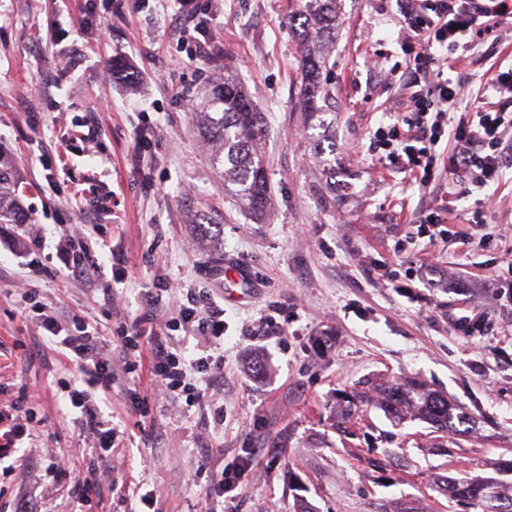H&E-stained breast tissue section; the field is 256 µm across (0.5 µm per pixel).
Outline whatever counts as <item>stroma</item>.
<instances>
[{"mask_svg": "<svg viewBox=\"0 0 512 512\" xmlns=\"http://www.w3.org/2000/svg\"><path fill=\"white\" fill-rule=\"evenodd\" d=\"M297 0H0V151L13 159L43 250L30 260L16 227L0 224V386L5 398L37 396L38 439L28 467L0 476V512L37 493L42 512H76V477L54 481L55 449L94 458L58 398L74 370L22 316L24 290L97 321L115 373L112 420L121 433L91 492L93 512H133L124 483H139L144 512H214L206 487L238 472L224 512H474L449 501L438 476L469 474L512 482V157L498 183L451 201L449 222L486 241L460 250L428 243L409 219L422 202L414 177L384 165L370 147L397 107L395 0H336L329 94L301 106L294 31ZM193 9L213 37L208 57L189 61L178 39ZM126 74L101 81L112 60ZM512 67V40L476 47L461 70L463 105L492 75ZM236 77L268 117L260 145L270 205L255 216L224 191L193 112L205 90ZM94 141L82 139L88 118ZM91 193L107 208L78 210ZM491 198L483 227L476 200ZM99 222V235L125 262H102L95 284L75 277L57 244L70 225ZM409 244L416 279L394 251ZM246 267L248 292L215 275ZM162 311L200 290L224 307V389L205 407L160 394L149 344L126 356L123 336L159 281ZM117 300L105 304L103 289ZM480 307L484 328L464 336L453 314ZM275 316L281 334L253 336ZM261 372H252V363ZM416 380L447 393L473 418L448 435L414 417L393 421L378 402L339 411L366 380ZM223 408L224 421L214 411ZM459 442L449 455L450 442ZM250 468L240 469L243 459Z\"/></svg>", "mask_w": 512, "mask_h": 512, "instance_id": "1", "label": "stroma"}]
</instances>
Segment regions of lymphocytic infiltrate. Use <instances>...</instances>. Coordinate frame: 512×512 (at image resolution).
<instances>
[{
  "label": "lymphocytic infiltrate",
  "instance_id": "obj_1",
  "mask_svg": "<svg viewBox=\"0 0 512 512\" xmlns=\"http://www.w3.org/2000/svg\"><path fill=\"white\" fill-rule=\"evenodd\" d=\"M398 37L407 57L405 65L392 66L398 75L401 101L389 122L372 134L374 151L389 166L413 175L420 188L433 194L413 215L421 236L466 247L473 238L448 227V199L461 196L456 183L445 181L443 170L461 173L472 188H485L499 178L503 153L512 151V113L499 103L512 100V68L491 76L487 89L492 98L477 102L471 114H460L456 106L465 95L461 78L450 70L464 63L471 50L487 41H501L505 20L512 17V0H399ZM453 138L451 154L442 143ZM37 289L26 292L34 303L26 316L48 334L57 353L74 365L80 384H67L66 399L80 413L79 423L100 460H109L117 429L105 419L100 405L112 395L115 375L112 354L103 350L96 323L73 313L60 316L37 301ZM166 327L213 341L224 338V309L187 293ZM153 376L166 394L184 400L186 406L202 405L204 385L224 369L222 358L202 351L186 358L179 347L157 344L152 351ZM33 395L22 394L0 405V470L11 473L24 466L19 448L32 439Z\"/></svg>",
  "mask_w": 512,
  "mask_h": 512
}]
</instances>
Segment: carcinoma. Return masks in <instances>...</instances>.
Listing matches in <instances>:
<instances>
[{
	"label": "carcinoma",
	"mask_w": 512,
	"mask_h": 512,
	"mask_svg": "<svg viewBox=\"0 0 512 512\" xmlns=\"http://www.w3.org/2000/svg\"><path fill=\"white\" fill-rule=\"evenodd\" d=\"M298 36L303 105L315 108L316 99L328 94L329 52L325 43L336 34V0H304L302 9L289 17ZM198 127L212 144L211 164L224 180V192L261 214L269 203V183L264 160L257 151L264 136L265 116L235 80L218 82L195 112ZM21 177L13 164L0 157V224H29L31 213L19 195ZM384 409L397 419L411 412L435 429L459 431L470 424L467 413L456 408L448 395L417 384L378 385ZM437 486L448 496L466 501L479 512H512V486L492 478H440Z\"/></svg>",
	"instance_id": "cac0c4a2"
}]
</instances>
